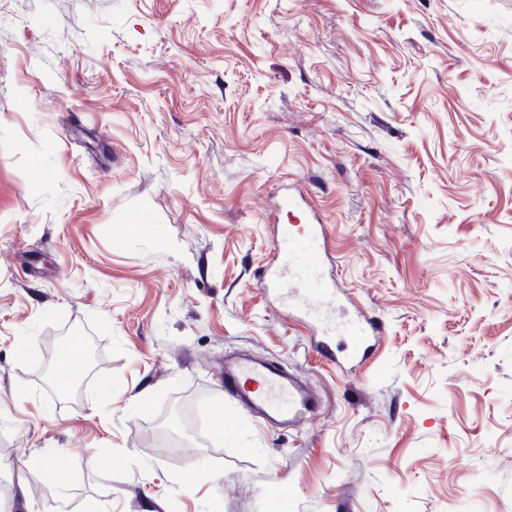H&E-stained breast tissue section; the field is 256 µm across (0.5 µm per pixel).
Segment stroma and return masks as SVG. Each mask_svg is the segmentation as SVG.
Returning a JSON list of instances; mask_svg holds the SVG:
<instances>
[{
  "label": "stroma",
  "instance_id": "1",
  "mask_svg": "<svg viewBox=\"0 0 512 512\" xmlns=\"http://www.w3.org/2000/svg\"><path fill=\"white\" fill-rule=\"evenodd\" d=\"M291 185L336 321L383 327L350 370L259 279ZM70 349L77 394L43 375ZM241 352L316 414L228 397ZM22 485L33 512H512V0H0V512Z\"/></svg>",
  "mask_w": 512,
  "mask_h": 512
}]
</instances>
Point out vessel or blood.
<instances>
[{
    "label": "vessel or blood",
    "mask_w": 512,
    "mask_h": 512,
    "mask_svg": "<svg viewBox=\"0 0 512 512\" xmlns=\"http://www.w3.org/2000/svg\"><path fill=\"white\" fill-rule=\"evenodd\" d=\"M281 209L292 211L304 209L306 226L302 234L296 235V246L326 234V226L319 214L307 208L302 195L288 193L280 203ZM327 254L309 252V275H301L292 263L271 259L262 278L266 285L280 284L279 299L284 308L303 313L321 326L322 338L317 346L328 350L332 336L341 334L351 339L352 347L369 343L378 333L375 324L366 316L343 323L330 319L326 308L338 298L335 279L327 273ZM224 389L233 399L248 407L267 423L277 426L302 422L313 412L316 400L309 393L304 380L282 370L273 363L238 358L224 365Z\"/></svg>",
    "instance_id": "b4317fda"
}]
</instances>
